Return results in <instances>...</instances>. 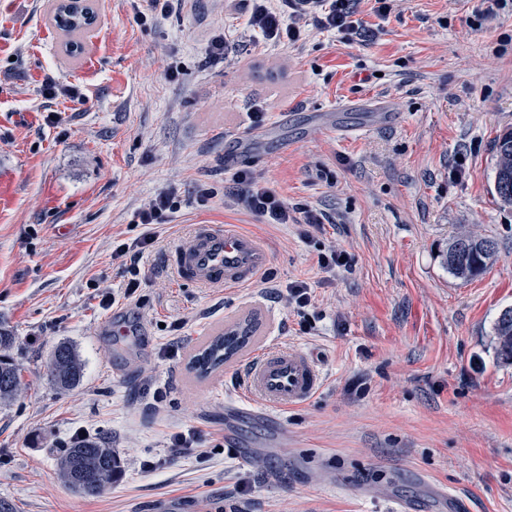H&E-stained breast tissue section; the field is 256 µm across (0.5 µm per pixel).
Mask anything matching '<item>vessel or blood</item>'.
Returning a JSON list of instances; mask_svg holds the SVG:
<instances>
[{"mask_svg": "<svg viewBox=\"0 0 512 512\" xmlns=\"http://www.w3.org/2000/svg\"><path fill=\"white\" fill-rule=\"evenodd\" d=\"M270 261L267 248L235 225L200 224L190 243L174 251L172 265L181 280L235 288L256 281ZM245 383L258 404L284 410L313 398L322 389L324 376L306 353L273 349L249 361Z\"/></svg>", "mask_w": 512, "mask_h": 512, "instance_id": "obj_1", "label": "vessel or blood"}]
</instances>
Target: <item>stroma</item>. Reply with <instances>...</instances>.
Segmentation results:
<instances>
[{
	"label": "stroma",
	"mask_w": 512,
	"mask_h": 512,
	"mask_svg": "<svg viewBox=\"0 0 512 512\" xmlns=\"http://www.w3.org/2000/svg\"><path fill=\"white\" fill-rule=\"evenodd\" d=\"M81 55L64 52L53 0H0V322L25 384L0 405V500L17 512H512V365L494 324L512 307V205L493 192L495 140L512 127V0H405L345 43L312 28L294 44L250 38L242 7L93 0ZM226 36V59L210 37ZM76 90L71 101L67 90ZM261 110V122L251 114ZM351 125L336 133L334 117ZM462 162L465 174L450 170ZM247 169L320 228L266 224L224 206ZM174 193L140 260L141 205ZM233 224L271 254L268 283L178 281L198 224ZM493 238L478 279L452 276L453 236ZM346 251L328 275L317 256ZM310 284L302 310L284 298ZM251 320L250 343L201 376L192 358ZM84 364L75 390L47 375L54 347ZM267 347L306 353L311 400L252 413L245 365ZM162 395L155 404L154 395ZM198 436L196 450L174 434ZM110 439L122 474L96 498L64 486L74 434ZM156 236L154 234H147L140 241H134L131 244L123 243L116 247V249L112 252L113 260H121V265H123L126 269V273H129L132 277L128 280L126 284L127 293L133 294L136 288L140 287V281L137 278L139 275V269L136 266V260L141 252V250L146 246L154 243L156 241ZM129 256L130 264L127 265V260L125 258Z\"/></svg>",
	"instance_id": "stroma-1"
}]
</instances>
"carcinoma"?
<instances>
[{
    "instance_id": "cac0c4a2",
    "label": "carcinoma",
    "mask_w": 512,
    "mask_h": 512,
    "mask_svg": "<svg viewBox=\"0 0 512 512\" xmlns=\"http://www.w3.org/2000/svg\"><path fill=\"white\" fill-rule=\"evenodd\" d=\"M62 7L53 6L50 20L64 37L68 55L83 52L82 36L91 28L87 15H95L93 7L81 0L71 5L66 19L59 16ZM494 192L505 203H512V129L504 131L496 140V166ZM497 252V243L489 237L458 234L448 245L444 263L458 279L471 281L482 276ZM498 360L512 364V308L504 309L494 327ZM247 334L224 333L208 344L211 363L215 369L224 360L246 345ZM16 343V336L0 324V403L14 400L21 389L20 369L9 352ZM48 375L56 388L68 391L77 387L83 377V364L74 347L58 344L52 354ZM58 471L63 483L72 491L85 497H98L120 474L118 458L106 437H89L70 445L58 459Z\"/></svg>"
}]
</instances>
